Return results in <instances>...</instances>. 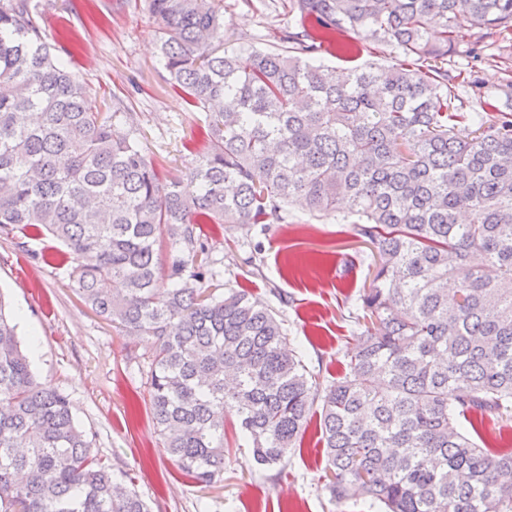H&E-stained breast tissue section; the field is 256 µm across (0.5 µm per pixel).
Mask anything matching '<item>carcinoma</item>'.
I'll return each instance as SVG.
<instances>
[{"label": "carcinoma", "instance_id": "1", "mask_svg": "<svg viewBox=\"0 0 512 512\" xmlns=\"http://www.w3.org/2000/svg\"><path fill=\"white\" fill-rule=\"evenodd\" d=\"M172 87L206 113L208 150L165 182L120 99L102 106L45 40L30 0H0V227L46 233L76 294L152 336L148 397L193 481L224 473L233 413L261 465L321 407L338 502L377 512H512V453L471 437L512 417V108L463 112L443 62L472 28L512 30V0H282L365 33L398 64L333 67L307 32L265 51L224 42L221 0H145ZM475 126L469 140L457 123ZM303 204L377 253L347 369L320 388L273 312L214 279L202 224H272ZM0 301V512H149L93 453L67 395L39 384Z\"/></svg>", "mask_w": 512, "mask_h": 512}]
</instances>
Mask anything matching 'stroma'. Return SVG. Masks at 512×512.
Segmentation results:
<instances>
[{
    "label": "stroma",
    "instance_id": "1",
    "mask_svg": "<svg viewBox=\"0 0 512 512\" xmlns=\"http://www.w3.org/2000/svg\"><path fill=\"white\" fill-rule=\"evenodd\" d=\"M48 40L72 52L71 68L100 97H119L137 116L138 136L160 175L184 176L208 143L203 113L167 82L156 49L158 25L144 0H31ZM277 0H223L224 34L262 49L282 47L288 17ZM475 56L448 55V72L464 70L494 88L512 83V30H473ZM353 44L352 64L394 63L390 47L345 33L320 58L341 67L338 46ZM218 284L243 288L276 313L306 369L321 385L342 372L360 329L357 299L375 271L372 246L352 225L286 207L274 224H205ZM64 247L47 235L0 229V298L11 308L37 382L66 394L77 422L96 437L94 451L141 494L151 512H368L363 500H332L327 458L313 408L297 448L271 468L227 416L224 473L209 486L187 481L158 436L144 401L152 337L129 340L87 308L71 287Z\"/></svg>",
    "mask_w": 512,
    "mask_h": 512
}]
</instances>
